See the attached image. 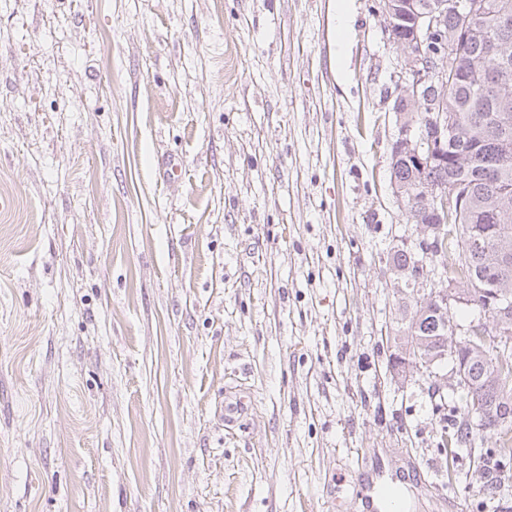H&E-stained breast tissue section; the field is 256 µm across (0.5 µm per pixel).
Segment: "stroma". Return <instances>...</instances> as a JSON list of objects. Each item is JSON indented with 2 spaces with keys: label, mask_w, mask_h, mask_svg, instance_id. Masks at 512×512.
Listing matches in <instances>:
<instances>
[{
  "label": "stroma",
  "mask_w": 512,
  "mask_h": 512,
  "mask_svg": "<svg viewBox=\"0 0 512 512\" xmlns=\"http://www.w3.org/2000/svg\"><path fill=\"white\" fill-rule=\"evenodd\" d=\"M335 4L0 0V512H356L367 463L512 512L447 369L390 371L439 286L391 261L406 51Z\"/></svg>",
  "instance_id": "obj_1"
}]
</instances>
